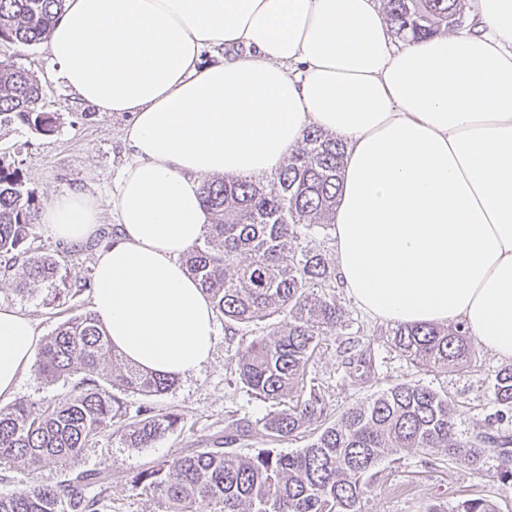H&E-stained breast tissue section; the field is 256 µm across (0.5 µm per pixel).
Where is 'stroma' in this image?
<instances>
[{
	"mask_svg": "<svg viewBox=\"0 0 512 512\" xmlns=\"http://www.w3.org/2000/svg\"><path fill=\"white\" fill-rule=\"evenodd\" d=\"M0 58L12 59L32 73L41 86L40 111L56 118L53 132L47 135L17 122L0 127V166L19 171L25 192L40 205H47L55 195L68 190L88 192L100 205L98 230L86 242L66 246L55 239L46 225L36 229V247L58 255L62 277L68 285H79L92 280L98 251L119 232L110 199L118 175L129 159L123 133L131 118L100 112L77 102L64 86L45 44L24 48L2 44ZM13 287L12 280L0 279V306L29 317L43 337L50 336L70 316L92 308L87 292L59 306L40 296L17 297ZM335 295L344 308L343 324L317 347L307 371L308 383L321 391L332 414L362 403L382 389L414 382L447 394L455 409L456 430L461 438L473 436L494 416L497 407L492 382L500 367L495 357L479 349L468 370L438 374L420 369L388 344L385 333L389 322L367 315L343 290H336ZM252 339L248 328L218 331L210 359L195 373L178 379L170 391L156 397L127 395V402L135 406L144 404L176 411L182 422L175 432L152 447L141 449L121 447V426L115 423L96 446L85 449L81 468L111 478L106 493L112 512H163L158 500L132 492L126 477L155 462L171 461L210 447L223 437L224 428L231 421L241 419L250 424L248 435L236 445L239 452L266 447L261 420L272 406L252 396L236 373L237 353ZM351 346L362 350L369 361L364 380L350 377L343 362L342 351ZM473 495L491 497L500 512H512V487L493 483L467 462H445L437 453L424 455L407 450L399 460H386L378 465L367 512H423L431 502L448 508L459 498Z\"/></svg>",
	"mask_w": 512,
	"mask_h": 512,
	"instance_id": "35a3bbf8",
	"label": "stroma"
}]
</instances>
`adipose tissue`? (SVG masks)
I'll return each instance as SVG.
<instances>
[{
  "mask_svg": "<svg viewBox=\"0 0 512 512\" xmlns=\"http://www.w3.org/2000/svg\"><path fill=\"white\" fill-rule=\"evenodd\" d=\"M473 29L395 47L376 0H67L47 46L66 88L128 113L130 160L98 255L93 310L132 364L176 378L216 344L213 306L180 258L206 233L200 186L274 171L311 127L345 145L336 279L392 323L463 322L512 363V0H476ZM231 58L202 65L205 49ZM76 244L95 197L40 215ZM40 344L0 307V402Z\"/></svg>",
  "mask_w": 512,
  "mask_h": 512,
  "instance_id": "1",
  "label": "adipose tissue"
}]
</instances>
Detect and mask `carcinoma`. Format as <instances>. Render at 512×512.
<instances>
[{
  "instance_id": "carcinoma-1",
  "label": "carcinoma",
  "mask_w": 512,
  "mask_h": 512,
  "mask_svg": "<svg viewBox=\"0 0 512 512\" xmlns=\"http://www.w3.org/2000/svg\"><path fill=\"white\" fill-rule=\"evenodd\" d=\"M393 35L415 43L454 34L467 0H381ZM65 0H0V44L18 47L47 40ZM41 87L29 71L0 59V126L20 122L44 133L55 117L37 109ZM344 144L308 129L273 174L246 179L206 177L201 195L210 224L202 243L183 256L226 329L251 324L255 338L238 355L236 371L255 397L278 409L262 421L269 442L279 444L303 430L310 443L295 452L232 448L245 423L225 428L224 439L131 476L133 491L148 492L168 512H365L373 470L391 455L415 450L465 460L505 487L512 486V364L495 374L499 407L485 429L458 437L448 396L411 382L376 392L328 421V405L315 387L303 392L304 376L323 338L336 334L343 307L334 295L335 268L317 247V234L332 230ZM41 206L24 192L19 174L0 167V276L14 292L32 298L47 288L65 301L91 289L85 282L62 288L60 261L33 246ZM462 323L396 324L391 346L410 363L446 373L470 366L474 351ZM35 367L48 383L74 381L63 402L16 401L0 408V467L36 472L53 463L64 472L54 485L28 492H0V512H105L102 478L78 467L85 448L113 422L123 423L124 448H150L181 423V415L150 406L130 410L127 392L158 396L176 382L128 362L110 342L92 311L59 324L39 347ZM451 512H499L487 497L459 500Z\"/></svg>"
}]
</instances>
